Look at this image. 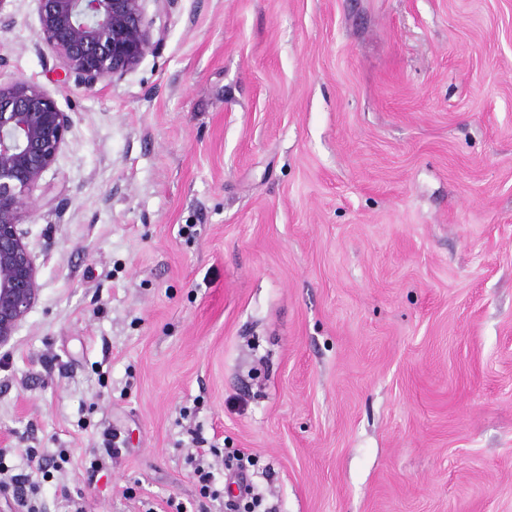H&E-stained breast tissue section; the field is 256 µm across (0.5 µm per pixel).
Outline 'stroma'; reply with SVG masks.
Instances as JSON below:
<instances>
[{"instance_id": "35a3bbf8", "label": "stroma", "mask_w": 512, "mask_h": 512, "mask_svg": "<svg viewBox=\"0 0 512 512\" xmlns=\"http://www.w3.org/2000/svg\"><path fill=\"white\" fill-rule=\"evenodd\" d=\"M8 10L71 118L0 348L44 512H206L193 429L277 512H512V0H175L90 92Z\"/></svg>"}]
</instances>
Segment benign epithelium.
<instances>
[{
	"label": "benign epithelium",
	"mask_w": 512,
	"mask_h": 512,
	"mask_svg": "<svg viewBox=\"0 0 512 512\" xmlns=\"http://www.w3.org/2000/svg\"><path fill=\"white\" fill-rule=\"evenodd\" d=\"M165 12L174 0H37L39 40L59 61L65 85L93 89L134 70L162 38L147 2ZM70 117L55 98L24 78L0 83V347L32 310L37 267L20 224L34 194L48 192Z\"/></svg>",
	"instance_id": "1"
}]
</instances>
